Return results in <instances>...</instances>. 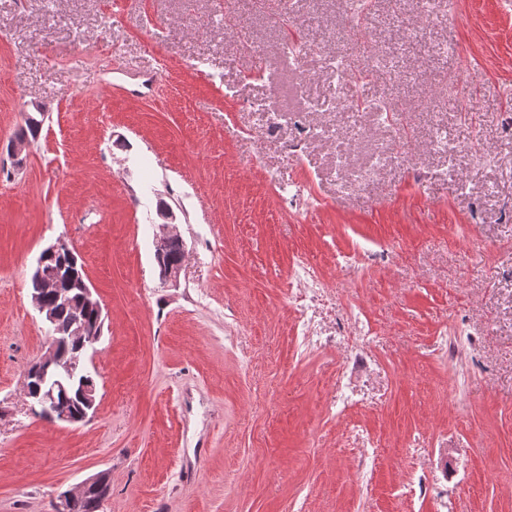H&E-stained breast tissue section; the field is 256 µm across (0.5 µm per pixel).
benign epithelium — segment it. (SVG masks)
I'll list each match as a JSON object with an SVG mask.
<instances>
[{"label": "benign epithelium", "mask_w": 512, "mask_h": 512, "mask_svg": "<svg viewBox=\"0 0 512 512\" xmlns=\"http://www.w3.org/2000/svg\"><path fill=\"white\" fill-rule=\"evenodd\" d=\"M160 219L161 223L158 224L159 232L155 237V257L158 259L162 257L169 239L177 235V232L173 231L175 215L171 208H166ZM62 253H71V249L63 241H58L42 250L36 261L31 278L38 279L42 276V265L45 258ZM32 301L39 313L44 316V319L48 323L55 325V328L53 329V336H51L46 353L39 360L28 366L25 372L26 379L45 381L53 372L72 374V370L78 367L79 358L74 357L70 360H65L57 357L56 350L58 345L69 339H75L80 343L81 349L86 352H94L102 336L103 325H91L77 318L64 330L56 326L54 313L49 308L43 306L37 296H32ZM96 397L97 389L90 384L83 387L84 409L78 413L59 404L52 392L45 395L38 402V405L49 419L76 424L88 419L89 410L96 407ZM110 490L111 474L107 471L98 472L60 493L57 501L53 503V512H69L70 504L74 499L86 497L92 493L105 498L109 495Z\"/></svg>", "instance_id": "obj_1"}]
</instances>
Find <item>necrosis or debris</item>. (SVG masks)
<instances>
[{"label": "necrosis or debris", "mask_w": 512, "mask_h": 512, "mask_svg": "<svg viewBox=\"0 0 512 512\" xmlns=\"http://www.w3.org/2000/svg\"><path fill=\"white\" fill-rule=\"evenodd\" d=\"M366 44L358 37L351 36L346 53L330 50L327 46H311L295 38H284L274 45L270 56L291 65H301L303 58L317 57L321 68L336 73L339 87L335 96L312 95L310 82L298 77L294 96L300 103L299 111L285 113L278 96H270L259 105L266 112L267 119L262 134L276 133L283 122H290L295 131L293 137L284 140L282 148L286 153L296 154L304 137L326 139L335 150L336 185L339 191L357 189L373 182L378 172L393 160L409 162L413 146L401 130H394L384 149L371 156L364 164L352 162L349 139L364 136L365 114L384 118L390 112L389 100H358L350 89L356 79L349 67L351 56L367 55ZM337 114L338 122L329 126L307 127V114ZM324 269L307 258L301 257L292 266L288 277V300L293 312V325L297 336L304 345L313 350H335L341 356V363L333 382V395L340 401L338 418L346 422L343 443L359 448H375L379 442L363 426L351 422L349 414L360 403L353 382L356 378H368L376 373L377 363L369 349L376 329L364 314L359 303L343 305L334 303Z\"/></svg>", "instance_id": "4bbe7bcc"}]
</instances>
